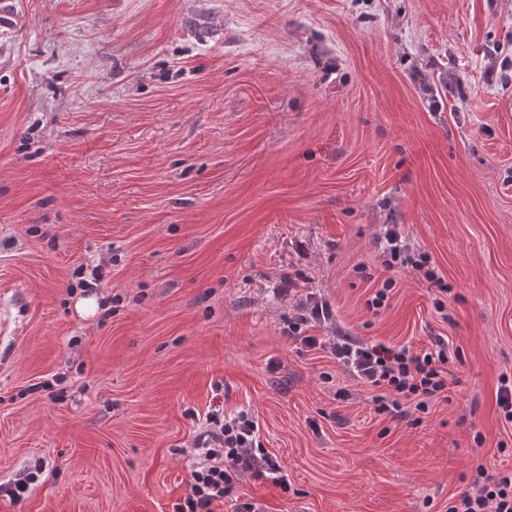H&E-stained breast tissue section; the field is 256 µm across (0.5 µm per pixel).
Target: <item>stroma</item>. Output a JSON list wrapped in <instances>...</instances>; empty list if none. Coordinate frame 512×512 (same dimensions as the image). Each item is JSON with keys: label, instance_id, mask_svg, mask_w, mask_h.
Returning a JSON list of instances; mask_svg holds the SVG:
<instances>
[{"label": "stroma", "instance_id": "35a3bbf8", "mask_svg": "<svg viewBox=\"0 0 512 512\" xmlns=\"http://www.w3.org/2000/svg\"><path fill=\"white\" fill-rule=\"evenodd\" d=\"M10 2L0 512H172L217 404L288 482L242 478L266 512H446L512 472V0ZM389 224L450 293L386 269ZM316 300L327 344L448 338V400L377 413L286 336Z\"/></svg>", "mask_w": 512, "mask_h": 512}]
</instances>
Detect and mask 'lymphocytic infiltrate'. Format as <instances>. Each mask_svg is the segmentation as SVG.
<instances>
[{
	"instance_id": "obj_1",
	"label": "lymphocytic infiltrate",
	"mask_w": 512,
	"mask_h": 512,
	"mask_svg": "<svg viewBox=\"0 0 512 512\" xmlns=\"http://www.w3.org/2000/svg\"><path fill=\"white\" fill-rule=\"evenodd\" d=\"M331 351L359 380L377 388L376 410L392 418H405L408 403L417 412L427 413L431 403L448 392L449 347L444 340L416 352L406 345H360L346 337L333 344ZM193 448L199 461L174 512H216L247 475L271 478L283 490L288 487L262 447L258 423L248 414L228 417L220 407L208 411ZM448 512H512V474L477 467L474 481L452 497Z\"/></svg>"
}]
</instances>
